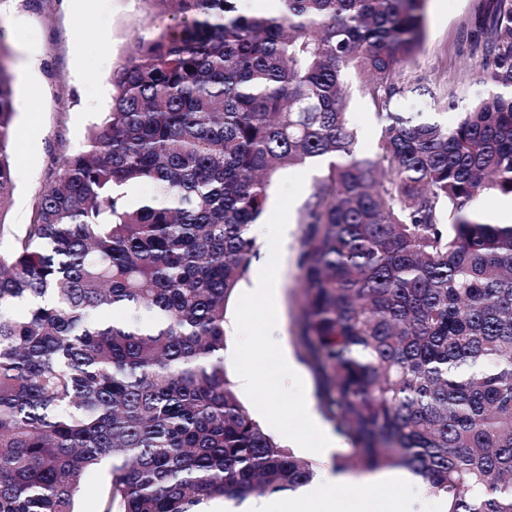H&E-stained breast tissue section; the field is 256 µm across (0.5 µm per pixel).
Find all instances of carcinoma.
Wrapping results in <instances>:
<instances>
[{"instance_id":"carcinoma-1","label":"carcinoma","mask_w":512,"mask_h":512,"mask_svg":"<svg viewBox=\"0 0 512 512\" xmlns=\"http://www.w3.org/2000/svg\"><path fill=\"white\" fill-rule=\"evenodd\" d=\"M84 149L52 158L31 224L0 249V512H199L289 492L316 465L268 435L224 368L226 304L260 246L273 177L307 162L294 340L339 471L405 469L445 512H512V0L477 96L448 126L403 80L426 0H152ZM0 27V207L13 195L14 74ZM382 122L356 152L344 72ZM149 185L134 203L125 188Z\"/></svg>"}]
</instances>
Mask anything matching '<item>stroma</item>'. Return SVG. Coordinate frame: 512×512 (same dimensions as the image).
Masks as SVG:
<instances>
[{
  "instance_id": "35a3bbf8",
  "label": "stroma",
  "mask_w": 512,
  "mask_h": 512,
  "mask_svg": "<svg viewBox=\"0 0 512 512\" xmlns=\"http://www.w3.org/2000/svg\"><path fill=\"white\" fill-rule=\"evenodd\" d=\"M486 0H427L425 40L418 64L407 79L435 87L439 95L466 103L483 93L476 80L481 46L466 29ZM170 15L153 0H45L40 10H21L0 0V25L7 31L15 73L14 116L17 148L13 155L15 189L0 207V246L8 247L31 222L54 151L73 153L86 144L89 128L107 110L112 73L133 52L140 32L171 25ZM36 63L25 73V59ZM348 119L357 131L359 155L375 151L377 119L362 92V80L347 73ZM299 198L293 203L288 233L281 244L275 286L276 339L294 348L295 317L301 301L293 256L300 240Z\"/></svg>"
}]
</instances>
